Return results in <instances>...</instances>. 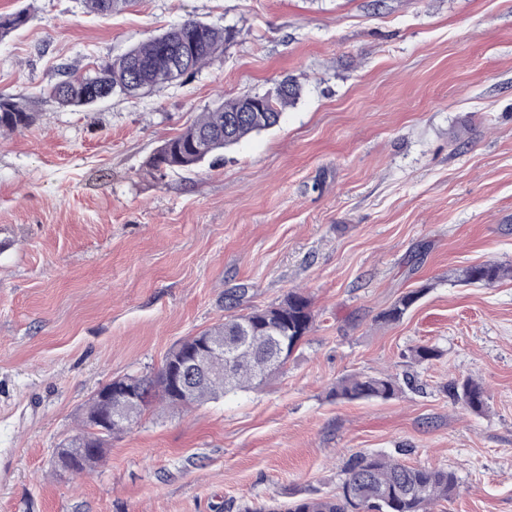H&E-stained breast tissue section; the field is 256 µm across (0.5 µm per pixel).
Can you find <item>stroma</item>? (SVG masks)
<instances>
[{"label": "stroma", "mask_w": 512, "mask_h": 512, "mask_svg": "<svg viewBox=\"0 0 512 512\" xmlns=\"http://www.w3.org/2000/svg\"><path fill=\"white\" fill-rule=\"evenodd\" d=\"M0 92L36 120L0 134V512H242L335 492L358 452L405 449L458 486L440 512H512V0H0ZM187 19L233 30L184 81L89 108L51 96ZM287 75L276 127L192 173L149 162L199 112ZM302 289L313 327L257 391L153 408L94 471L55 452L112 380L157 372L180 342ZM425 296L400 322L381 314ZM440 348L418 363L412 347ZM422 393L344 401L354 374ZM473 377L477 414L444 386ZM462 277L465 283L491 286L501 280L512 278V266L498 263L473 265L463 271ZM424 289L410 290L399 297L394 304L386 310L381 319L384 322L395 323L399 322L413 305L419 300Z\"/></svg>", "instance_id": "1"}]
</instances>
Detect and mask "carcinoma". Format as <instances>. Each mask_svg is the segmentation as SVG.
I'll return each instance as SVG.
<instances>
[{
	"label": "carcinoma",
	"mask_w": 512,
	"mask_h": 512,
	"mask_svg": "<svg viewBox=\"0 0 512 512\" xmlns=\"http://www.w3.org/2000/svg\"><path fill=\"white\" fill-rule=\"evenodd\" d=\"M130 0H85L87 9L108 15ZM28 16L18 11L0 15V40L20 29ZM229 37L225 29L197 20L183 23L162 33L151 35L123 55L100 65L89 76H67L52 88V95L66 107H85L101 101L99 92L119 91L130 95V79L136 78L142 90H157L172 83L169 57L186 58V71L193 74L212 64L224 52ZM301 94L299 82L288 76L274 91L261 95L255 112H243L245 95L227 99L216 108L200 113L180 134L168 139L154 154L152 166L164 177L177 170L190 171L205 162L224 159V150L242 140L277 126L284 111L295 105ZM36 120L26 103L14 95L0 94V131H16L30 127ZM469 284L491 286L512 278V266L498 263L473 265L462 273ZM423 290H410L386 310L381 319L400 321L419 300ZM313 325L309 299L292 291L277 306L231 314L210 329L189 337L179 344L181 353L197 347L198 340H219L231 351L226 358H212L207 363L210 376L194 385L195 394L179 399L173 392L166 366L152 377H133L141 387L136 416L159 404L191 408L237 391H250L266 384L286 364V358L308 335ZM443 351L426 345L411 349V357L420 363L438 359ZM419 390L415 379L379 373L352 374L341 380L332 391L337 399L388 400L405 391ZM446 390L473 412L486 406L483 385L467 377L451 381ZM108 413V403L93 397L82 415L81 431L74 438L84 440V447L75 449L71 443L58 448L59 470L82 473L93 470L102 457L106 438L117 434L112 428L95 430V416ZM457 487L455 472L444 467L408 465L392 454L359 453L344 469V478L336 492L326 496L302 498L268 509H244V512H430L448 500Z\"/></svg>",
	"instance_id": "carcinoma-1"
}]
</instances>
